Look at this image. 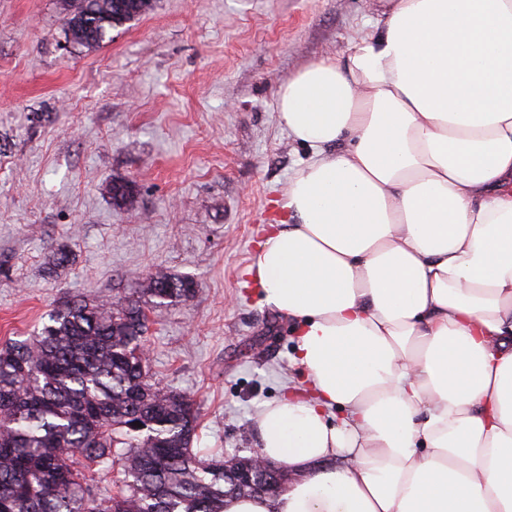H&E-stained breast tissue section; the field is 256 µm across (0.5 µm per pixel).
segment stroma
Masks as SVG:
<instances>
[{
	"mask_svg": "<svg viewBox=\"0 0 512 512\" xmlns=\"http://www.w3.org/2000/svg\"><path fill=\"white\" fill-rule=\"evenodd\" d=\"M69 5L0 0V344L72 296L190 277L193 298L150 312V375L195 400V453L250 455L257 414L302 380L290 322L248 274L310 156L277 91L374 33L378 0H153L89 49L64 37Z\"/></svg>",
	"mask_w": 512,
	"mask_h": 512,
	"instance_id": "35a3bbf8",
	"label": "stroma"
}]
</instances>
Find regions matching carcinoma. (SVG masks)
Listing matches in <instances>:
<instances>
[{
    "label": "carcinoma",
    "instance_id": "carcinoma-1",
    "mask_svg": "<svg viewBox=\"0 0 512 512\" xmlns=\"http://www.w3.org/2000/svg\"><path fill=\"white\" fill-rule=\"evenodd\" d=\"M151 7L77 0L68 40L93 47ZM111 193L121 207L133 186L116 181ZM195 292L193 280L160 271L139 289L155 308ZM147 329L138 300L75 299L50 311L36 336L0 346V512H224L226 498L253 495L223 458L194 453V401L142 381ZM86 469L124 475V489L98 497Z\"/></svg>",
    "mask_w": 512,
    "mask_h": 512
}]
</instances>
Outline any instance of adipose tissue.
<instances>
[{"instance_id": "1", "label": "adipose tissue", "mask_w": 512, "mask_h": 512, "mask_svg": "<svg viewBox=\"0 0 512 512\" xmlns=\"http://www.w3.org/2000/svg\"><path fill=\"white\" fill-rule=\"evenodd\" d=\"M386 2L278 90L311 156L249 272L311 393L224 512H512V0Z\"/></svg>"}]
</instances>
